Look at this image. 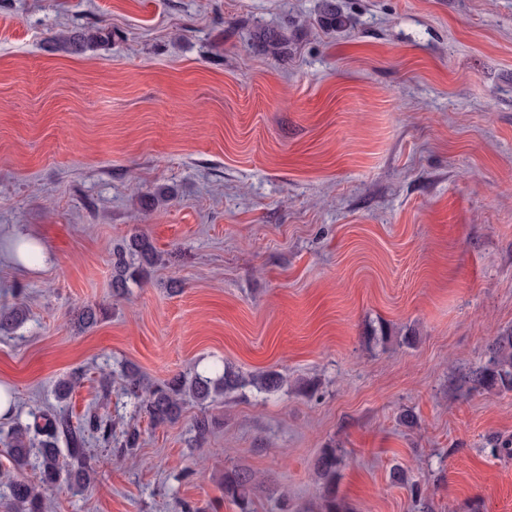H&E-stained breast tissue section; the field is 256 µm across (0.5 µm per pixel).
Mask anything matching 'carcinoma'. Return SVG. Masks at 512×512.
Listing matches in <instances>:
<instances>
[{"mask_svg":"<svg viewBox=\"0 0 512 512\" xmlns=\"http://www.w3.org/2000/svg\"><path fill=\"white\" fill-rule=\"evenodd\" d=\"M322 23L333 30L346 24L333 0H325ZM101 38L100 31L75 30L53 38L52 45L56 50L77 54ZM156 261L157 253L149 239L144 235L133 236L126 247L112 254V287L126 288L128 281L146 275L147 268ZM471 381L475 389L512 391V330L495 338L489 348L486 365L473 373ZM281 383V376L276 372L265 373L251 381L252 386L265 393L278 390ZM243 385L245 382L238 375L224 369L215 371L213 377L201 373L176 374L160 384L145 387L138 372L130 370L125 376L124 391L139 400L154 423L164 424L180 417L183 397L187 395L200 403L213 402L217 396ZM86 431L99 433L105 443H111L112 423L97 413L88 415L76 428L61 417L37 413L33 414V422L25 427H0V443L15 469L28 465L33 441L41 445L39 483L14 479L8 484L11 512H44V490L56 484L61 476L63 461L60 460L58 443L62 440L68 445V478L79 488L89 483L92 467L88 465L82 448ZM339 463L340 458L334 448L324 449L315 462L318 474L326 482L321 512H343L342 503L332 491ZM250 483L251 475L247 473L239 470L224 473V494L237 502L243 512L247 510Z\"/></svg>","mask_w":512,"mask_h":512,"instance_id":"1","label":"carcinoma"}]
</instances>
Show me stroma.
<instances>
[{
  "instance_id": "obj_1",
  "label": "stroma",
  "mask_w": 512,
  "mask_h": 512,
  "mask_svg": "<svg viewBox=\"0 0 512 512\" xmlns=\"http://www.w3.org/2000/svg\"><path fill=\"white\" fill-rule=\"evenodd\" d=\"M323 2L0 0L6 422L112 421L46 512H241L232 469L250 512H319L326 448L350 512H512V391L468 381L512 329V0H336V31ZM76 28L112 38L48 51ZM223 365L283 384L160 425L123 390ZM31 252L41 254L43 252V247L36 239L18 234L16 235V238L13 239L12 250L8 256L18 262L28 264V258ZM134 258L138 261L137 265ZM157 258L156 250L146 236H133L126 247L117 249L112 254V287L127 288L128 281L146 275L147 268L152 266ZM251 475L239 470L224 473V494L237 502L243 512H246L249 501Z\"/></svg>"
}]
</instances>
